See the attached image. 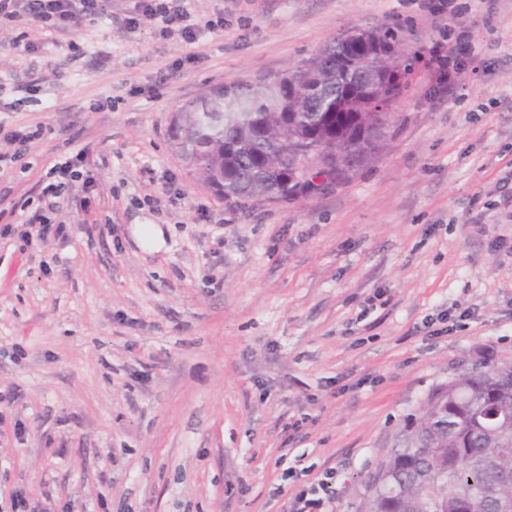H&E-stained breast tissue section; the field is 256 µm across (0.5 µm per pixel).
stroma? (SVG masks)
I'll return each mask as SVG.
<instances>
[{"label":"stroma","mask_w":512,"mask_h":512,"mask_svg":"<svg viewBox=\"0 0 512 512\" xmlns=\"http://www.w3.org/2000/svg\"><path fill=\"white\" fill-rule=\"evenodd\" d=\"M135 3L54 40L26 26L33 55L0 29V124L43 128L0 168V207H36L58 162L96 181L62 198V235L0 238V512L18 489L28 512H289L329 468L335 512H363L431 393L512 358V225L482 209L512 161V0L492 24L464 18L492 78L465 64L430 100L421 69L386 156L329 194L249 208L171 148L178 108L342 32L399 21L432 48L447 21L421 0H190L195 19L224 14L190 45L129 29ZM17 84L38 89L18 108Z\"/></svg>","instance_id":"35a3bbf8"}]
</instances>
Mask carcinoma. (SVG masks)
I'll use <instances>...</instances> for the list:
<instances>
[{"instance_id": "cac0c4a2", "label": "carcinoma", "mask_w": 512, "mask_h": 512, "mask_svg": "<svg viewBox=\"0 0 512 512\" xmlns=\"http://www.w3.org/2000/svg\"><path fill=\"white\" fill-rule=\"evenodd\" d=\"M410 29L341 33L292 69L211 87L170 122L192 175L229 205L324 195L386 154L393 114L423 61ZM312 168L326 178L304 179ZM367 512H493L512 501V361L474 368L432 393L370 476Z\"/></svg>"}]
</instances>
